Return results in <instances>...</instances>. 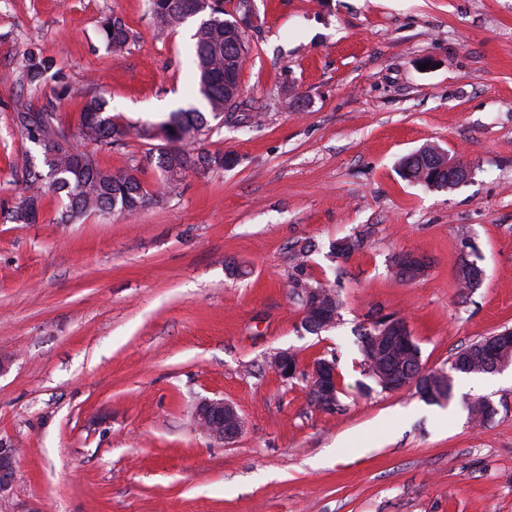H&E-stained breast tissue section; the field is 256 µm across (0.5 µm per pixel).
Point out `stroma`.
Instances as JSON below:
<instances>
[{
  "instance_id": "1",
  "label": "stroma",
  "mask_w": 512,
  "mask_h": 512,
  "mask_svg": "<svg viewBox=\"0 0 512 512\" xmlns=\"http://www.w3.org/2000/svg\"><path fill=\"white\" fill-rule=\"evenodd\" d=\"M249 51L234 111L201 148L234 166L187 173L176 194L125 218L10 221L38 146L12 121L67 86L74 127L101 94L124 123L200 105L192 37L158 32L146 0H0V447L17 448L0 512H512V369L459 375L450 403L372 386L355 345L375 316L405 318L426 370L461 346L512 329V0H250ZM116 15L134 46L99 35ZM59 71L32 90L29 49ZM435 144L470 170L452 190L405 180L399 160ZM147 141L98 151L140 166ZM346 235L350 255L330 253ZM303 271L337 282V327H300L293 248ZM398 252L427 256L420 280ZM486 276L461 292V260ZM245 269L242 277L231 268ZM282 349L301 375L271 367ZM335 360L338 400L309 401L304 372ZM487 397L480 428L465 400ZM236 405L243 429L217 444L195 402Z\"/></svg>"
}]
</instances>
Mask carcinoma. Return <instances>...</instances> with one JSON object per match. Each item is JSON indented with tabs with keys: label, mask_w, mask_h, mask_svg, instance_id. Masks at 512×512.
<instances>
[{
	"label": "carcinoma",
	"mask_w": 512,
	"mask_h": 512,
	"mask_svg": "<svg viewBox=\"0 0 512 512\" xmlns=\"http://www.w3.org/2000/svg\"><path fill=\"white\" fill-rule=\"evenodd\" d=\"M199 0H148L151 18L160 30H174L195 17L192 7ZM224 24L212 26L200 19L194 34L196 78L199 88L205 89L203 99L210 110L205 113L196 107L179 109L170 113L161 127L144 123L140 126L120 123L106 115L107 101L101 96L87 98L81 108L77 132L72 140L57 141L63 136V122L58 112L62 101L68 97V88L63 86L54 92L53 99L39 109L24 104L17 108L14 122L21 134L30 142L38 145L42 153L54 155V163H45L43 172L29 166L21 177L22 192L10 220L20 224H31L37 220L38 207L48 194L66 200L65 207L59 212L57 222L67 224L88 213H112L125 217L137 214L147 204L173 193L180 184L182 176L189 171L200 174L220 170L234 162L228 153L208 150L194 152L187 146L194 145L198 138L208 130L207 116L217 119L237 107L239 85L230 86L224 81L227 75L238 81L247 51L239 39L231 34L224 35V28L235 22L219 11ZM100 33L107 47L121 51L136 40L134 32L118 16L105 19ZM56 68L55 61L39 52H26L21 61L20 80L37 90L44 80ZM165 133L167 146L145 156L146 162L155 165L162 173L157 189L146 190L138 176L139 167L111 170L100 167L95 155L78 145L92 143L97 149L110 148L125 139L153 140L157 131ZM361 240L350 235L338 238L330 244V252L340 256L348 255L359 246ZM460 287L470 291L481 285L484 271L476 263H460L456 272ZM291 288L296 293L319 297L329 324L314 319H302V329L312 335H319L336 327L340 318L342 302L339 294L330 286L298 275L292 278ZM369 329L361 327L357 346L362 362L373 369L375 362L370 356L367 337ZM487 350V338L483 337L453 355V365L448 371H429L426 377L446 383L448 398L454 397L455 376L459 374L476 375L477 368L483 364V355ZM394 365H406L412 371L423 369L421 351L415 341H410L405 351L394 353ZM470 420L477 426L490 418V409L482 398L469 402Z\"/></svg>",
	"instance_id": "carcinoma-1"
}]
</instances>
